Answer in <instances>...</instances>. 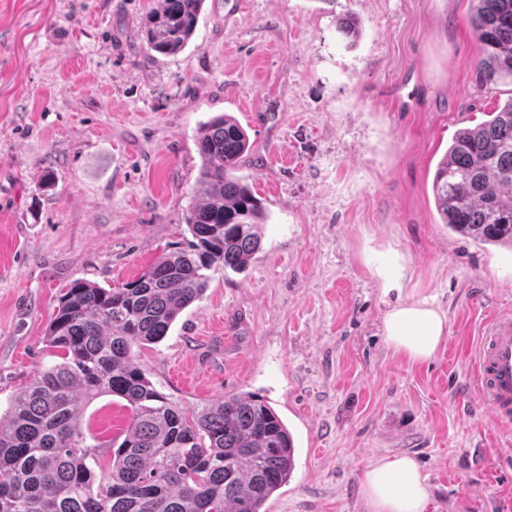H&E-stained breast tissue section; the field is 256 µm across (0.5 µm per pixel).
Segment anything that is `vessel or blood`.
<instances>
[{
  "label": "vessel or blood",
  "mask_w": 512,
  "mask_h": 512,
  "mask_svg": "<svg viewBox=\"0 0 512 512\" xmlns=\"http://www.w3.org/2000/svg\"><path fill=\"white\" fill-rule=\"evenodd\" d=\"M474 384L479 400L503 426L512 425V313L498 315L479 338Z\"/></svg>",
  "instance_id": "1"
}]
</instances>
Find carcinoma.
Masks as SVG:
<instances>
[{
  "instance_id": "obj_1",
  "label": "carcinoma",
  "mask_w": 512,
  "mask_h": 512,
  "mask_svg": "<svg viewBox=\"0 0 512 512\" xmlns=\"http://www.w3.org/2000/svg\"><path fill=\"white\" fill-rule=\"evenodd\" d=\"M203 0H154L147 48L169 57L195 32ZM483 82L512 80V0H471ZM355 41L359 20L338 21ZM492 119L459 129L437 165L432 193L441 223L512 247V96ZM200 174L184 216L187 235L138 278L117 287H62L47 328L61 362L35 371L0 421V512H266L294 470L286 424L263 399L224 396L190 415L147 377L134 348L159 343L208 287L211 273L245 272L267 215L236 175L250 151L244 128L217 115L196 132ZM124 399L132 425L119 444L87 437L79 407ZM114 449L96 476L89 461Z\"/></svg>"
}]
</instances>
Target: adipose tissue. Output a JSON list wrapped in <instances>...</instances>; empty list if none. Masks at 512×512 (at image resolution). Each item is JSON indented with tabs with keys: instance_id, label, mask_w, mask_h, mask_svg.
<instances>
[{
	"instance_id": "adipose-tissue-1",
	"label": "adipose tissue",
	"mask_w": 512,
	"mask_h": 512,
	"mask_svg": "<svg viewBox=\"0 0 512 512\" xmlns=\"http://www.w3.org/2000/svg\"><path fill=\"white\" fill-rule=\"evenodd\" d=\"M389 344L410 360L425 361L447 335L443 313L425 301L393 307L384 322ZM364 486L374 512H425L428 489L415 461L400 456L372 465L364 473Z\"/></svg>"
}]
</instances>
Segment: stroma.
Listing matches in <instances>:
<instances>
[{"instance_id": "stroma-1", "label": "stroma", "mask_w": 512, "mask_h": 512, "mask_svg": "<svg viewBox=\"0 0 512 512\" xmlns=\"http://www.w3.org/2000/svg\"><path fill=\"white\" fill-rule=\"evenodd\" d=\"M152 5L0 0V418L58 360L63 285L135 279L179 240L196 131L224 113L250 139L261 246L139 350L149 380L188 413L241 392L273 407L295 466L267 512H372L363 475L396 456L426 512H512V429L473 383L483 327L512 311V249L451 231L431 193L454 133L512 96L477 76L470 0H205L174 57L145 51ZM423 299L448 336L415 362L384 319ZM81 418L120 440L131 411L104 394Z\"/></svg>"}]
</instances>
